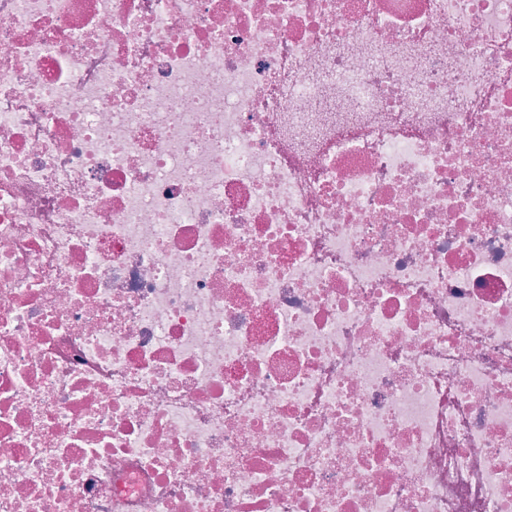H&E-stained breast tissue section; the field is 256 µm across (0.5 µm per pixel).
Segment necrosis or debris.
<instances>
[{
    "label": "necrosis or debris",
    "instance_id": "4bbe7bcc",
    "mask_svg": "<svg viewBox=\"0 0 512 512\" xmlns=\"http://www.w3.org/2000/svg\"><path fill=\"white\" fill-rule=\"evenodd\" d=\"M0 512H512V0H0Z\"/></svg>",
    "mask_w": 512,
    "mask_h": 512
}]
</instances>
